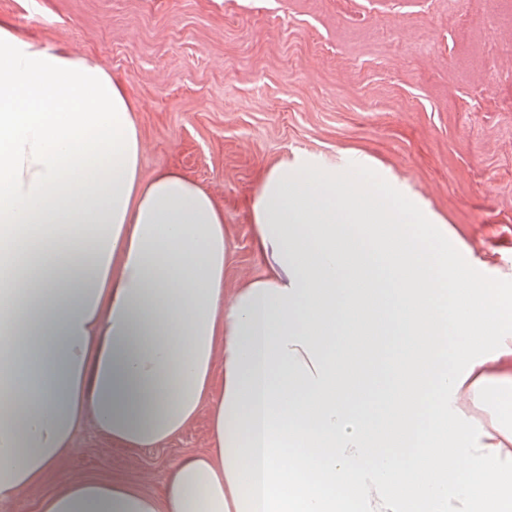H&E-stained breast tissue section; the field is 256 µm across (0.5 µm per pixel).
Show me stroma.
Returning a JSON list of instances; mask_svg holds the SVG:
<instances>
[{
  "instance_id": "obj_1",
  "label": "stroma",
  "mask_w": 512,
  "mask_h": 512,
  "mask_svg": "<svg viewBox=\"0 0 512 512\" xmlns=\"http://www.w3.org/2000/svg\"><path fill=\"white\" fill-rule=\"evenodd\" d=\"M494 0H0V21L84 56L127 88L144 172L175 170L224 208L229 281L257 275L247 203L261 171L296 151L390 170L448 226V259L512 291V25ZM410 347L391 336L384 392ZM71 478L111 462L157 489L209 448L206 420L169 445L111 454L92 429Z\"/></svg>"
}]
</instances>
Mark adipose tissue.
<instances>
[{
    "mask_svg": "<svg viewBox=\"0 0 512 512\" xmlns=\"http://www.w3.org/2000/svg\"><path fill=\"white\" fill-rule=\"evenodd\" d=\"M124 87L0 23V501L38 512H512V430L465 401L512 400V295L448 261V227L383 178L297 152L248 202L263 271L229 283L224 208L143 173ZM414 343L389 402L415 461L370 457L372 382L348 388L341 313ZM457 350L449 352L448 337ZM206 416L210 448L160 493L110 464L55 470L93 427L116 454Z\"/></svg>",
    "mask_w": 512,
    "mask_h": 512,
    "instance_id": "adipose-tissue-1",
    "label": "adipose tissue"
}]
</instances>
